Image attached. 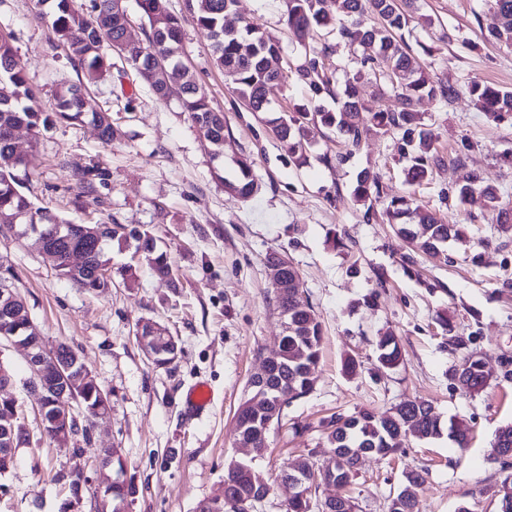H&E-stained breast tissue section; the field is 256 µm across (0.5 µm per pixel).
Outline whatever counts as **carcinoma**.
<instances>
[{
    "mask_svg": "<svg viewBox=\"0 0 512 512\" xmlns=\"http://www.w3.org/2000/svg\"><path fill=\"white\" fill-rule=\"evenodd\" d=\"M51 11L41 14L50 26L54 38L67 50L72 64L81 68L87 82H95L110 71L112 64V39L118 38L129 25L126 8L116 7L115 0H91L90 15L85 16L71 9L69 0H53ZM195 24L210 34L214 65L230 75L235 93L254 112L266 114L265 123L275 136L288 144L296 165L308 162L311 148L307 124L319 121L327 128H335L347 136L352 146H360L370 133L395 134L399 137L400 150L409 159L405 169V182L410 186L429 180L433 170L445 165L444 156L434 147V135L417 121L414 103L427 96L444 101L453 100L458 90L447 80H434L415 65L409 47L401 36L410 13L417 9V0H288L285 23L298 42H305L310 30L316 26L338 25L341 36L362 48L361 67L380 68L392 83L393 105L372 110L358 96L355 86L346 84L336 94V110L316 107L310 111L299 108L290 115L270 111L266 91L272 84L286 80L288 75L271 65L279 58V45L266 37L260 26L247 23L235 31L224 29V16L230 12L235 0H186ZM138 6L149 25L147 42H140L125 53L124 59L135 71L139 80L148 85L160 99L178 96L183 111L198 126L204 145L212 158L224 157V113L215 110L207 97L200 92L193 74L181 63L183 30L181 19L164 11L156 16L157 0H138ZM499 26L491 37L512 45V0H494ZM371 13L378 23L365 22L364 15ZM169 57L168 65L174 68L172 78L165 82L152 77L156 55ZM322 58L313 56L300 65L297 74L314 94L333 93L331 80L324 72ZM83 83H64L56 97L55 114L63 120H79L86 115ZM470 94L481 109L495 122L512 118V92L472 83ZM91 121L100 129V139L109 143L116 134L111 117L104 112L91 113ZM50 118L35 104V94L26 78L14 67V52L10 36L0 33V214L22 215L20 224H39L52 239L53 246L64 257L72 249L83 248L103 263L111 262L107 250L112 246L123 249L129 241L135 249L148 257L155 275L168 278L171 262L167 252L147 231L124 230L112 223L100 243L86 242L74 235L67 236L58 230L64 221L33 208L30 200L19 190L14 170L28 166L29 161L15 156L9 143L10 130L25 125L30 129L47 128ZM236 174L228 179L224 169L215 168L214 178L225 188L242 198H249L256 190L251 164L245 159L236 160ZM107 172L99 167L77 173L78 184L90 187L95 181H104ZM382 193L380 177L365 172L353 190L357 202L373 209V201ZM461 205L474 197L483 199L485 205L497 212L501 224L512 222V209L500 206L499 189L483 183L471 175L463 183L448 190ZM389 223L398 235L415 243L423 253L439 256L448 242L465 237V225L449 224L434 210L411 206L406 196L390 200L386 208ZM280 314L288 321V333L280 339L281 360L273 370L271 382L281 388L284 403L303 397L312 387L310 377L319 358L322 324L313 307L304 298L277 299ZM401 359L397 338L391 334L378 342L377 361L384 368H395ZM462 390L478 393L486 385L483 363L473 358L466 382H458ZM419 427L422 438L435 439L447 435L458 447L469 442V428L461 421L451 419L443 424L431 404L422 401L402 402L385 412L363 409L350 415L337 414L323 424L327 447L339 459L336 479L348 483L349 475L358 471L360 457L376 455L385 457L396 453L403 442L414 435ZM251 465L232 461L224 477V487L233 499L248 500L255 495V486L247 478ZM390 512H421L419 500L403 498L397 494L389 506Z\"/></svg>",
    "mask_w": 512,
    "mask_h": 512,
    "instance_id": "1",
    "label": "carcinoma"
}]
</instances>
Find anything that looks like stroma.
<instances>
[{
    "label": "stroma",
    "instance_id": "35a3bbf8",
    "mask_svg": "<svg viewBox=\"0 0 512 512\" xmlns=\"http://www.w3.org/2000/svg\"><path fill=\"white\" fill-rule=\"evenodd\" d=\"M164 4L182 20L183 62L224 114L226 171H233L237 158H248L258 190L245 200L216 182L215 163L179 101L158 99L119 55L86 96L88 111L111 115L116 140L102 142L86 121L57 119L40 132H17L16 145L30 159L17 175L34 207L73 224L114 220L147 229L179 277L161 279L146 259L135 261L130 251L115 249L113 267L133 265L134 277L117 276L111 287L87 292L59 275L31 241L0 232V263L13 269V286L36 329L49 343L74 348L110 394L109 413L93 419L89 437H76L71 448L44 441L19 449L14 468L0 478L7 487L0 512H60L66 494L56 473L79 470L100 481L96 457L102 448L120 449L125 459L137 488L130 512H196L200 502L221 492L234 460L251 463L271 487L255 512H285L283 470L298 458L317 467L329 461L323 420L414 400L431 403L442 418L464 421L468 446L409 438L398 454L365 458L350 485L321 487L318 499L349 495L356 512H388L405 471L413 469L426 473L418 488L421 512H499L503 473L492 443L497 429L512 422V378L506 376L512 371V225L497 223L482 202L460 206L441 197L474 173L512 204V125L489 119L468 91L473 82L512 91V48L488 38L498 24L491 0H419L404 31L416 61L458 86L452 103L424 97L416 104L437 150L449 159L461 141L472 145L464 166L436 170L428 184L413 190L404 182L405 161L391 134L363 140L355 150L340 134L310 125L309 161L296 166L287 145L214 67L211 40L193 22L186 0ZM40 11L38 0H0V31L12 34L16 67L37 105L50 114L59 85L80 76ZM286 11L287 0H237L224 19L235 29L259 24L279 42L278 64L291 74L267 90L273 111L306 103L292 70L306 52L320 50L337 86L356 76L368 105L393 102L387 81L358 76L360 47L331 25L316 28L299 45L284 24ZM326 154L346 161L327 168ZM91 166L108 177L80 192L75 175ZM365 171L380 175L383 185L370 215L353 199ZM408 193L446 221L467 225L466 240L449 242L446 256L432 258L398 236L383 213L392 198ZM275 254L295 263L302 296L317 313L323 336L313 391L284 408L268 434L267 452L258 457L236 442L235 413L250 375L283 334L268 277ZM148 319L178 337L173 364L157 367L145 356L135 330ZM389 332L402 350L393 369L377 361L378 341ZM452 334L462 337L461 345H449ZM470 355L482 359L489 375L475 395L448 375ZM350 358L357 365L351 374L344 369ZM199 381L214 391L201 419L184 403L186 390Z\"/></svg>",
    "mask_w": 512,
    "mask_h": 512
}]
</instances>
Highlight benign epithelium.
I'll list each match as a JSON object with an SVG mask.
<instances>
[{
  "label": "benign epithelium",
  "mask_w": 512,
  "mask_h": 512,
  "mask_svg": "<svg viewBox=\"0 0 512 512\" xmlns=\"http://www.w3.org/2000/svg\"><path fill=\"white\" fill-rule=\"evenodd\" d=\"M8 228L17 237H35L39 249L50 256L55 264H64L66 267L79 270L86 268L90 263V255L82 250H74L61 257L47 239L46 234L36 230L21 233L22 225L12 223L0 228ZM106 226L102 224H72L69 226L71 233L78 235L86 241H95L100 237ZM293 266L292 261L282 255H278L269 264L271 271L272 287L280 292L288 290V280L284 272ZM11 271L0 265V349L3 347L18 348L23 351L26 364L29 369V377L24 381V387L35 399V409L39 421V429L42 438L50 439L59 448L68 447L71 439L82 433L83 427L75 413L73 403H83L89 394L97 397L94 409L90 416L99 417L105 415L110 409V396L96 382L92 371L88 366H83L79 375L73 374V369L79 362V356L69 345L58 343L54 346L46 344L42 336H30L24 340L19 338L20 321L29 316L28 309L17 290L9 286ZM137 338L143 348L146 357L155 365L161 366V349L167 346L173 349V354H178V346L175 337L169 330L153 321L142 320L136 325ZM281 352H276L266 357L261 367L251 375L247 398V408L261 413H270L271 397L267 382L272 368L279 362ZM0 402L6 406L4 418L5 448L0 450V475L8 473L17 457L20 448L31 445L30 435L26 423V410L14 396L0 397ZM249 422L237 420L236 436L238 443L252 449V438L266 439L265 432L246 437ZM302 470L292 467L280 477V483L288 489L286 501L296 498H307L315 490L317 483H336V457H331L329 464L319 470L312 471L307 476H301ZM126 477V468H113V476L101 480L95 487L96 496L112 494V486L121 483ZM59 480L69 492L68 499L64 503L62 512H80V507L89 490L88 477L80 472L63 471L59 474Z\"/></svg>",
  "instance_id": "benign-epithelium-1"
}]
</instances>
